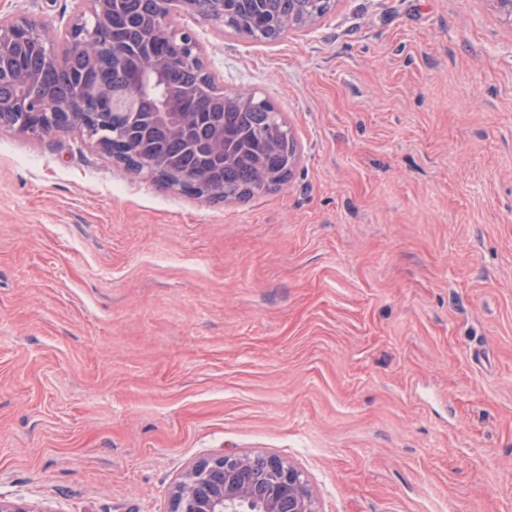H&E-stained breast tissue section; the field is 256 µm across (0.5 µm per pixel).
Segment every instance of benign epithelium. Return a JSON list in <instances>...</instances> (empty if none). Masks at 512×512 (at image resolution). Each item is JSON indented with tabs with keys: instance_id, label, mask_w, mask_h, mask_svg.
<instances>
[{
	"instance_id": "obj_1",
	"label": "benign epithelium",
	"mask_w": 512,
	"mask_h": 512,
	"mask_svg": "<svg viewBox=\"0 0 512 512\" xmlns=\"http://www.w3.org/2000/svg\"><path fill=\"white\" fill-rule=\"evenodd\" d=\"M164 23L138 43L117 50L112 35V13L125 0H78L77 14L66 33L67 51L55 53L47 26L25 16L0 17V63L13 65L16 94L0 98V112L19 116L17 129L50 135L71 122L84 126L85 135L107 155H112V132L106 114L136 112L134 99L154 100L144 122L164 129L168 136L195 147L192 129L212 116L186 112L184 94L163 85L157 95L142 86L149 75H160L183 59L181 45L170 54H157L154 40L171 38V19L183 12H198L224 22L223 0H156ZM48 67L62 76L64 92L52 103L32 93ZM179 186L211 197L223 189L197 175L179 178ZM317 512L315 498L304 473L274 454H224L197 461L174 485L168 512Z\"/></svg>"
}]
</instances>
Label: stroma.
I'll use <instances>...</instances> for the list:
<instances>
[{"label":"stroma","instance_id":"1","mask_svg":"<svg viewBox=\"0 0 512 512\" xmlns=\"http://www.w3.org/2000/svg\"><path fill=\"white\" fill-rule=\"evenodd\" d=\"M74 0H0L64 32ZM296 143L215 200L76 129H0V497L165 512L194 462L274 454L319 512H512V22L336 0L262 42L180 14Z\"/></svg>","mask_w":512,"mask_h":512}]
</instances>
